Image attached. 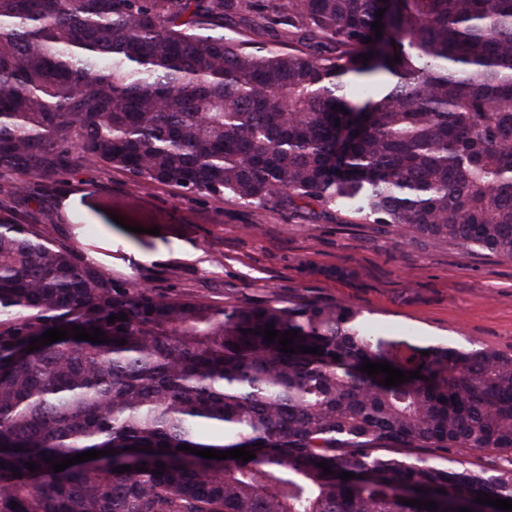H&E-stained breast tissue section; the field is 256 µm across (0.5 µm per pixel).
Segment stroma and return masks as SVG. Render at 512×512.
<instances>
[{
    "label": "stroma",
    "mask_w": 512,
    "mask_h": 512,
    "mask_svg": "<svg viewBox=\"0 0 512 512\" xmlns=\"http://www.w3.org/2000/svg\"><path fill=\"white\" fill-rule=\"evenodd\" d=\"M49 207L46 216L22 203L0 220L45 225L130 287L227 309L346 302L388 340L512 353V260L478 247L350 224L315 204L256 208L147 187L97 167L64 176Z\"/></svg>",
    "instance_id": "35a3bbf8"
}]
</instances>
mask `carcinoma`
<instances>
[{"mask_svg":"<svg viewBox=\"0 0 512 512\" xmlns=\"http://www.w3.org/2000/svg\"><path fill=\"white\" fill-rule=\"evenodd\" d=\"M251 15L288 51L255 49L235 29ZM379 73L354 104L355 77ZM88 166L512 260V0H0V178L43 204ZM269 324L320 353L267 344ZM75 325L108 342L27 352ZM426 350L343 302L228 310L120 286L0 220V512H501L475 497L512 500V354ZM367 360L422 378L386 387ZM460 449L507 464L439 462ZM88 450L114 454L46 462ZM129 459L148 471H114Z\"/></svg>","mask_w":512,"mask_h":512,"instance_id":"cac0c4a2","label":"carcinoma"}]
</instances>
